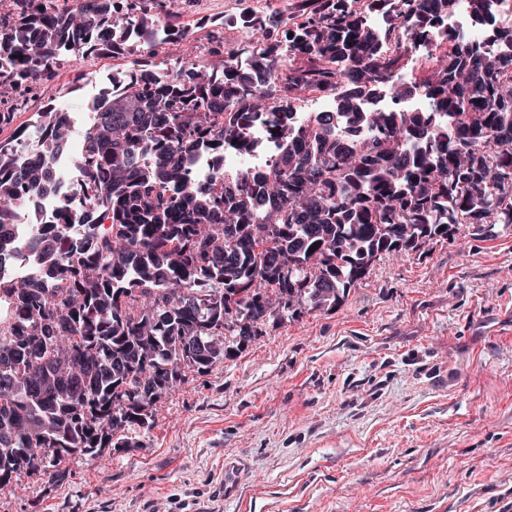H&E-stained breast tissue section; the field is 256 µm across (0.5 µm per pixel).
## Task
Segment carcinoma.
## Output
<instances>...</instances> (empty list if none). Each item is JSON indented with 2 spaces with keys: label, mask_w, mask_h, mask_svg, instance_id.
<instances>
[{
  "label": "carcinoma",
  "mask_w": 512,
  "mask_h": 512,
  "mask_svg": "<svg viewBox=\"0 0 512 512\" xmlns=\"http://www.w3.org/2000/svg\"><path fill=\"white\" fill-rule=\"evenodd\" d=\"M181 0H10L0 14V56L33 83L54 78L53 51L119 53L135 33L164 25L179 68L170 85L130 78L93 102L79 165L108 206L111 234L78 246L70 266L55 233L36 237L45 266L38 280L11 288L17 321L0 332V487L21 472L51 477L61 462L124 443L151 427L152 405L175 387L178 363L207 372L231 357L219 337L260 336L271 319L336 306L383 252L416 250L447 238L455 224H512V28L495 26L500 0H468L472 20L493 26L490 43L458 42L436 57L428 78L436 111H368L378 95L402 101L417 87L400 61L457 0H298L300 21L265 14L250 29L263 46L253 69L226 64L214 36L207 63H186L189 32ZM293 27L289 54L282 27ZM281 76L267 91L255 82ZM238 95L224 111L226 92ZM324 91L336 111L304 124L279 120L274 167L251 166L214 184L187 182L201 147L217 154L250 144L271 110ZM40 153L14 162L0 144V265L15 257L7 217L30 213L51 188L49 163L69 141L67 114L48 110Z\"/></svg>",
  "instance_id": "carcinoma-1"
}]
</instances>
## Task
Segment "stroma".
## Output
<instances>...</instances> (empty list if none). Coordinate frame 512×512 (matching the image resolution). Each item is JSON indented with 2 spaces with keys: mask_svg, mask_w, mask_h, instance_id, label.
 <instances>
[{
  "mask_svg": "<svg viewBox=\"0 0 512 512\" xmlns=\"http://www.w3.org/2000/svg\"><path fill=\"white\" fill-rule=\"evenodd\" d=\"M238 7L186 0L180 21L204 40L203 17ZM130 59L71 58L0 142ZM127 437L63 476L21 474L0 512H512V224L381 254L336 307L187 371Z\"/></svg>",
  "mask_w": 512,
  "mask_h": 512,
  "instance_id": "1",
  "label": "stroma"
}]
</instances>
